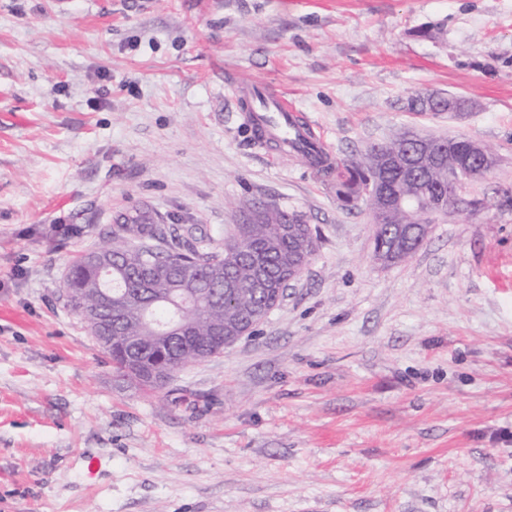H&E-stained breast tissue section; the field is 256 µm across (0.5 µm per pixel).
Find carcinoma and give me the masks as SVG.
Masks as SVG:
<instances>
[{
    "instance_id": "carcinoma-1",
    "label": "carcinoma",
    "mask_w": 512,
    "mask_h": 512,
    "mask_svg": "<svg viewBox=\"0 0 512 512\" xmlns=\"http://www.w3.org/2000/svg\"><path fill=\"white\" fill-rule=\"evenodd\" d=\"M431 151L441 165L428 175L425 181L403 184L399 174L381 167L375 145H370L357 158L338 159L333 165L323 164L313 154L311 165L336 187V196L345 205L354 207L367 198L373 187L393 192L400 189L405 194L434 191L448 193V182L443 170L448 168V146L444 138H432ZM252 217L250 224L236 225L235 234L224 242H238V251L225 252L203 249L172 237L171 228L161 223V217L150 208H136L129 223L115 224L112 235L102 241L100 248L115 256L112 262L114 295L130 293L142 296L151 304L159 293H169L181 301L180 292L174 290V270L182 273L187 283L198 282L206 288L193 308L184 314L193 325L191 340L176 344L167 363L172 370L182 368L196 359L198 352L211 356L224 352V336L215 332L230 323L242 319L244 307L257 303V297L241 288L232 292L224 288L226 279L246 282L251 270L260 266L269 268L275 275L276 287L283 288V278L301 266L305 259L302 246L316 248L317 238L302 215L277 207L267 209L257 202L249 205ZM378 223L385 228L406 224L411 236L417 235L415 223L400 209H387L376 215ZM393 239L376 235L373 237L372 254L383 252L388 260L383 266L407 262L415 249L393 250ZM64 288L69 305L79 311L82 301H94L99 292L100 278L95 267L89 263L87 253L76 255L69 264ZM115 330L110 343L102 346L103 353L112 361V367L123 379L141 387L159 389L164 382L157 378L160 369L155 354L146 349L134 348L130 337L142 334L139 307L135 304L115 312Z\"/></svg>"
}]
</instances>
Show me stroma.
Masks as SVG:
<instances>
[{"label": "stroma", "instance_id": "obj_1", "mask_svg": "<svg viewBox=\"0 0 512 512\" xmlns=\"http://www.w3.org/2000/svg\"><path fill=\"white\" fill-rule=\"evenodd\" d=\"M229 79L340 159L483 142L481 207L375 264L369 210L254 140ZM253 201L317 236L280 304L161 389L118 377L71 258L135 205L217 248ZM0 512H512V0H0ZM411 96L415 97L427 112L432 109L439 112H465L468 104L460 97L448 95V97L427 91H418Z\"/></svg>", "mask_w": 512, "mask_h": 512}]
</instances>
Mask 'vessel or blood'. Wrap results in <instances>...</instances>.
Segmentation results:
<instances>
[{
  "instance_id": "vessel-or-blood-1",
  "label": "vessel or blood",
  "mask_w": 512,
  "mask_h": 512,
  "mask_svg": "<svg viewBox=\"0 0 512 512\" xmlns=\"http://www.w3.org/2000/svg\"><path fill=\"white\" fill-rule=\"evenodd\" d=\"M231 88L244 126L259 143H272L280 154L292 150L299 156L306 147H324L322 135L298 112L287 94L259 84L235 82Z\"/></svg>"
}]
</instances>
